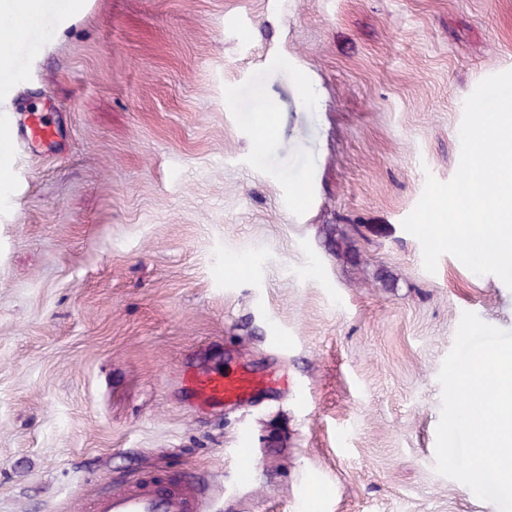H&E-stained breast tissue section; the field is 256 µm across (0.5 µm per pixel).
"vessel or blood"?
Listing matches in <instances>:
<instances>
[{"mask_svg":"<svg viewBox=\"0 0 512 512\" xmlns=\"http://www.w3.org/2000/svg\"><path fill=\"white\" fill-rule=\"evenodd\" d=\"M55 150L60 146L50 113L33 108L0 112V168H8L32 147ZM252 378L224 371H196L185 376L180 392L188 406L197 410H220L225 405L243 407L250 401ZM238 485L253 486L259 469L258 452L250 435H242L235 452ZM209 484L176 482L163 469L138 474L114 483L112 488L82 500L79 512H209Z\"/></svg>","mask_w":512,"mask_h":512,"instance_id":"1","label":"vessel or blood"}]
</instances>
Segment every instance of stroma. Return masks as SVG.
<instances>
[{
	"instance_id": "obj_1",
	"label": "stroma",
	"mask_w": 512,
	"mask_h": 512,
	"mask_svg": "<svg viewBox=\"0 0 512 512\" xmlns=\"http://www.w3.org/2000/svg\"><path fill=\"white\" fill-rule=\"evenodd\" d=\"M68 4L17 57L63 146L0 184V512H75L156 465L213 481L210 512H498L435 469L438 373L463 312L512 330V289L426 272L402 222L512 70V0ZM359 224L382 233L338 257ZM187 367L282 383L202 414ZM235 458L236 483L243 487L253 486L259 469V457L250 435L244 434L240 437Z\"/></svg>"
}]
</instances>
